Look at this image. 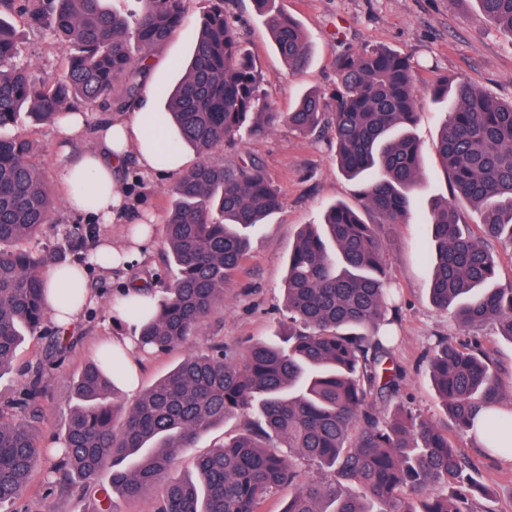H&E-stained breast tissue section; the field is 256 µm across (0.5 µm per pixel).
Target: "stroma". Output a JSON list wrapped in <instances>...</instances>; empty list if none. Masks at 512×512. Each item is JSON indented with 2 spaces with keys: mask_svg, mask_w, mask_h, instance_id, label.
Returning <instances> with one entry per match:
<instances>
[{
  "mask_svg": "<svg viewBox=\"0 0 512 512\" xmlns=\"http://www.w3.org/2000/svg\"><path fill=\"white\" fill-rule=\"evenodd\" d=\"M279 5L305 30L311 51L309 65L289 70L274 51L263 17L252 0H224V10L233 16L245 46L255 59L261 75L260 89L278 109L290 112L306 91L329 92L336 81L335 59L344 52L383 46L410 57L417 68V85L424 92L423 107L414 128L423 157V180L411 195L410 221L387 224L382 229L385 257L393 287L400 291V315L393 326L392 358L402 373L398 399L423 417L443 424L447 416L430 380L429 356L438 338L467 339L452 313L431 304L426 288L432 268L428 258L430 236L426 225L433 202L448 198L451 183L436 152L437 134L448 115L446 99L429 96L428 90L442 78L480 88L498 101L512 100V35L487 21L474 0H278ZM21 63L50 77L62 74L61 53L49 33L23 32ZM14 135L32 140L34 161L44 172L53 193H60L59 157L62 148L81 154L95 144L93 136L64 143L59 127L21 117ZM252 153L265 163L270 179L280 187L282 204L252 229L251 250L244 268L224 287V305L205 319L186 348L168 353L133 352L138 366L136 392L150 387L184 356L186 350L204 352L216 344L240 352L252 341L279 343V322L286 315L283 287L288 252L303 225L318 223L329 204L343 202L361 207L360 184L340 170L334 151L326 140L307 137L281 124L263 137L233 147L216 148L208 157L220 164L231 154ZM130 199L136 202L137 217H154L155 235L128 268H90V288L100 296L80 322L66 331V350L56 369L44 380L45 391L38 401L43 412L39 436L43 447L52 448L64 430L73 404L72 381L90 361L100 345L116 336H136L133 321L114 320L113 297L130 280L148 282L163 293L168 282L165 270L164 218L170 202L171 184L152 183L123 173ZM56 221L47 225L38 247L55 251L63 264L76 263L78 255L89 252L101 239L123 244L130 231L126 224H94L86 216L71 212L59 202ZM93 227L85 240L67 243L65 232L72 226ZM53 323L27 337L18 348L13 369L0 373V412L21 419L12 403L22 386L44 362L51 345ZM244 416L226 420L211 428L177 459L173 476L194 471L197 457L238 434ZM463 452L474 461L488 497L476 503L478 512H506L512 506V462L487 456L480 444L460 439ZM92 493L67 492L48 484L44 472H37L22 496L16 512H90Z\"/></svg>",
  "mask_w": 512,
  "mask_h": 512,
  "instance_id": "35a3bbf8",
  "label": "stroma"
}]
</instances>
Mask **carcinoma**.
Listing matches in <instances>:
<instances>
[{
  "mask_svg": "<svg viewBox=\"0 0 512 512\" xmlns=\"http://www.w3.org/2000/svg\"><path fill=\"white\" fill-rule=\"evenodd\" d=\"M105 2L0 0V372L48 317L43 278L54 256L18 244L55 223L58 208L30 161L34 146L6 129L23 110L46 123L81 107L123 111L140 96L143 62L177 34L192 42V56L174 87L157 89L160 120L177 130L173 145L207 155L243 132L264 135L285 121L335 148L341 169L362 184L365 213L338 202L298 233L288 254L285 345L256 340L238 357L221 347L189 353L130 405L119 399L109 358L87 364L73 380L54 481L63 491L87 488L112 469L111 490L95 499L93 512H112L113 493L136 499L157 485L163 493L156 512H263L281 487L289 490L284 512H477L478 469L456 437L479 436L496 451L512 443V416L476 422L478 409L512 395V374L498 365L491 341L436 342L431 379L446 425L403 405L389 416L378 409L401 381L381 334L399 315L381 230L407 223L410 196L422 181L413 133L421 100L410 59L381 47L340 54L329 95L308 92L283 113L261 96V76L224 0H209L192 29L184 0H139L134 13ZM275 2L253 0L278 55L301 70L310 62L305 32ZM477 2L491 23L512 33V0ZM13 13L27 28L53 35L64 59L61 79L17 63L18 35L5 19ZM432 91L451 101L437 153L452 196L434 203L427 220L429 300L453 308L463 328L494 322L512 340V283L496 286L498 261L489 247L491 239L512 245V101L446 80ZM281 203L280 189L251 157L201 164L175 184L165 217V257L175 279L163 299L128 311L140 323L142 348L186 345L224 306V284L249 252L242 230ZM466 204L480 212V224L462 221ZM42 383L36 375L16 402L32 410L31 421L0 415V503L21 494L46 453L34 426ZM249 412L258 420L196 459V479L169 477L174 459L202 433ZM299 460L327 475L300 481Z\"/></svg>",
  "mask_w": 512,
  "mask_h": 512,
  "instance_id": "cac0c4a2",
  "label": "carcinoma"
}]
</instances>
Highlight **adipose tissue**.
<instances>
[{
    "label": "adipose tissue",
    "mask_w": 512,
    "mask_h": 512,
    "mask_svg": "<svg viewBox=\"0 0 512 512\" xmlns=\"http://www.w3.org/2000/svg\"><path fill=\"white\" fill-rule=\"evenodd\" d=\"M150 97V89H143L127 112L98 127L95 150L65 162L62 181L71 209L105 223L112 222L129 210V202L120 187V177L127 164H134L144 177L174 183L193 167L192 155L171 147L175 134L153 112ZM165 150L171 158L162 167L157 163V155ZM45 281V303L56 325L72 327L86 307L96 301L83 267H54L46 273Z\"/></svg>",
    "instance_id": "obj_1"
}]
</instances>
